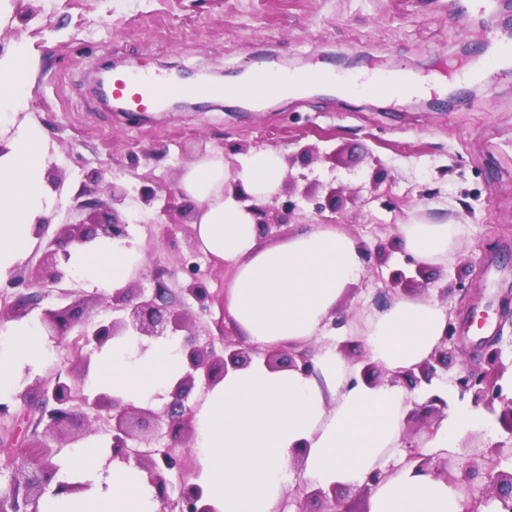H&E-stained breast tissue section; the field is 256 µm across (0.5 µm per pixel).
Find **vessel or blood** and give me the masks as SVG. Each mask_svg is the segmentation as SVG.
<instances>
[{"mask_svg": "<svg viewBox=\"0 0 512 512\" xmlns=\"http://www.w3.org/2000/svg\"><path fill=\"white\" fill-rule=\"evenodd\" d=\"M506 62H512V41L507 40L498 42L492 55L486 56L474 65L469 72V78L477 80ZM314 78L315 75L311 72L274 76L258 70L251 74L247 82L238 87L237 92L252 99H262L273 93L288 92L309 83ZM369 89L375 95L393 98L414 93L417 85L406 71L399 69L390 74L375 76L369 84ZM109 91L113 99L121 102L131 112L148 111L167 99L209 100L224 95V88L220 85L185 83L149 72L113 73Z\"/></svg>", "mask_w": 512, "mask_h": 512, "instance_id": "obj_1", "label": "vessel or blood"}]
</instances>
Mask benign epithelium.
<instances>
[{
  "mask_svg": "<svg viewBox=\"0 0 512 512\" xmlns=\"http://www.w3.org/2000/svg\"><path fill=\"white\" fill-rule=\"evenodd\" d=\"M114 67L112 62L103 64L96 71L93 80L92 89L104 102L107 98L102 91L103 80ZM127 227L128 224L120 221L114 210L105 221L91 219L87 222L62 225L54 240L55 248L47 251L41 259L37 279L49 283L61 281L64 273L60 265L68 263L71 249L82 247L99 236L113 240L126 239L129 237ZM164 294V288L160 284L151 294L132 285L118 289L112 292V317H104L95 323L79 321L76 304L46 309L41 316L46 335L56 343L62 342L72 330H77L76 339L73 341V348L77 353L85 347L100 352L116 336L156 339L170 333H185L181 346L187 371L174 387L172 401L167 404L164 413L157 414L148 408H137L106 394L91 398L84 393L85 373L73 370L55 372L34 386L24 387L16 395V399L22 406L27 407L31 393L38 394L41 405L36 407L39 416L35 425H44V436L55 441L68 433L79 410L87 408L93 411V421L107 425L112 432V457L124 460L131 458L147 473L160 501L161 512H216L212 505L204 502L202 489L185 479L181 481L177 500L170 499L169 473L181 469V464L169 450L152 446V432L164 423L173 438L188 440L190 410L185 407L184 400L195 382L199 380L204 388H211L224 378L228 369L250 365L256 350L232 345L224 349V355H217L210 346L196 339L193 318L187 313L169 308ZM31 303L32 300L27 299L1 307L0 321L25 317ZM455 340L456 326L450 320L447 333L434 355L419 366L418 372H410L398 377V380L410 389L417 387L422 381L431 382L436 367H448V344ZM484 351L485 367L461 366L452 377L453 384L460 395H470L476 407L483 406L492 411L495 404H501L500 423L512 434V397L503 394V386L500 384L506 367L501 361L499 349L495 347V340L488 341L484 345ZM265 361L271 368L286 365L304 372L311 368V362L303 355H291L284 363L275 352L269 351L265 354ZM34 450L36 477L24 478L22 468H16L6 492L0 494V512H27V507L45 493L54 479L57 465L53 461L51 446L42 442ZM504 450L505 446L500 443L464 447L467 452L466 467L484 469V475L488 479L487 492L498 500L499 512H512V472L497 470ZM434 475L444 478L463 494L468 501L464 512H481L480 506L484 503V498L474 496L465 483L448 474L447 468L434 471Z\"/></svg>",
  "mask_w": 512,
  "mask_h": 512,
  "instance_id": "7a95c632",
  "label": "benign epithelium"
}]
</instances>
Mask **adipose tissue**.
Instances as JSON below:
<instances>
[{"label":"adipose tissue","instance_id":"adipose-tissue-1","mask_svg":"<svg viewBox=\"0 0 512 512\" xmlns=\"http://www.w3.org/2000/svg\"><path fill=\"white\" fill-rule=\"evenodd\" d=\"M27 50L15 44L0 54V281L31 251L35 224L55 206L45 182L51 162L41 129L19 116L24 86L17 80ZM284 162L277 153L253 151L239 167L223 156H206L181 179L198 207L194 228L205 254L230 264L233 276L224 302L248 341L269 349L325 335L346 290L363 274L355 239L331 224H313L277 246L260 244L255 218L240 194L265 201L279 192ZM402 248L426 266L445 265L465 234L461 224H402ZM143 256L125 241H92L72 255L75 277L102 289L125 287ZM356 329L370 362L388 375L417 370L439 347L448 329L446 307L430 298L392 297L358 316ZM48 348L37 321L0 324V401L20 386L26 370L43 366ZM314 371L272 369L258 360L228 371L207 390L196 413L199 484L217 512H277L290 485L293 449L304 448L300 465L320 487L360 485L376 469L391 468L370 495V512H463L464 497L444 479L394 461L402 421L412 403L404 386L368 385L339 345L321 347ZM185 371L181 344L171 338L139 352L130 336L104 348L90 385L137 406L160 405ZM484 412L456 405L427 434L440 458L455 451L456 437L483 427ZM80 476V494L47 492L40 512H160L147 475L134 462L102 463L94 439L63 459L61 478Z\"/></svg>","mask_w":512,"mask_h":512}]
</instances>
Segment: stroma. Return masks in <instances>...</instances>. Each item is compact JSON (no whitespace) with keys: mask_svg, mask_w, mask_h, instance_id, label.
Returning <instances> with one entry per match:
<instances>
[{"mask_svg":"<svg viewBox=\"0 0 512 512\" xmlns=\"http://www.w3.org/2000/svg\"><path fill=\"white\" fill-rule=\"evenodd\" d=\"M479 20L476 12L449 13L448 0H16L0 26V48L27 49L22 107L40 126L61 184L53 190L49 230L15 270L19 286L0 285V306L37 295L28 313L37 320L66 292L82 300L92 320L108 315L97 289L76 278L35 281L55 231L86 220L82 202L109 203L108 192L91 181L102 170L127 191L116 210L152 272L141 287L163 285L173 309L196 315L201 342L216 354L228 341L247 345L224 310L233 270L201 252L194 204L177 189L184 170L203 156L219 154L236 166L264 149L290 158L286 170L296 183L278 193L294 202L292 214L263 240L278 243L309 225L332 224L363 249L364 277L340 301L347 320L365 305L385 304L401 272L411 282L409 296L447 306L460 334L454 364L478 366L491 336L503 363L512 362V309L504 304L512 296V71L468 84L454 79L501 37L500 27ZM343 54L353 66L338 63ZM108 56L136 71L214 73L227 86L256 69L344 75L403 67L423 92L384 100L318 84L295 96L154 110L133 122L90 89ZM305 147L315 155L306 167L296 160ZM145 187L176 191L175 211L144 205ZM442 221L468 225L469 233L448 266L416 268L397 225ZM196 280L211 295L203 308L189 293ZM463 286L472 290L465 303ZM472 312L482 323L469 321ZM20 412L16 402L0 418L4 484L23 463L25 444L38 439ZM290 482L278 512H329L330 497L306 495L299 467Z\"/></svg>","mask_w":512,"mask_h":512,"instance_id":"1","label":"stroma"}]
</instances>
